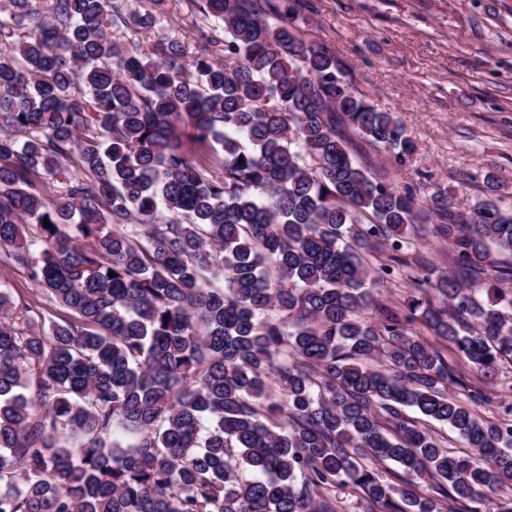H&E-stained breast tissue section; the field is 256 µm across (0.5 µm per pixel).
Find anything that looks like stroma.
I'll use <instances>...</instances> for the list:
<instances>
[{"instance_id":"1","label":"stroma","mask_w":512,"mask_h":512,"mask_svg":"<svg viewBox=\"0 0 512 512\" xmlns=\"http://www.w3.org/2000/svg\"><path fill=\"white\" fill-rule=\"evenodd\" d=\"M297 32L327 46L355 93L395 113L415 144L403 162L366 148L360 159L426 200L485 198L494 175L512 200V0H298ZM192 0H167L160 27L122 30L127 45L158 38L187 52L204 26Z\"/></svg>"}]
</instances>
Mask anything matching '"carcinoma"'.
I'll use <instances>...</instances> for the list:
<instances>
[{
	"instance_id": "cac0c4a2",
	"label": "carcinoma",
	"mask_w": 512,
	"mask_h": 512,
	"mask_svg": "<svg viewBox=\"0 0 512 512\" xmlns=\"http://www.w3.org/2000/svg\"><path fill=\"white\" fill-rule=\"evenodd\" d=\"M150 2L0 7V250L37 290H0V512H337L341 488L360 512H481L511 492L512 407L486 423L448 388L488 405L466 373L512 363L493 258L512 204L440 190L423 210L358 163L336 124L398 160L414 143L295 34L288 0H195L188 61L114 36L155 31ZM430 213L448 273L392 311L378 288Z\"/></svg>"
}]
</instances>
